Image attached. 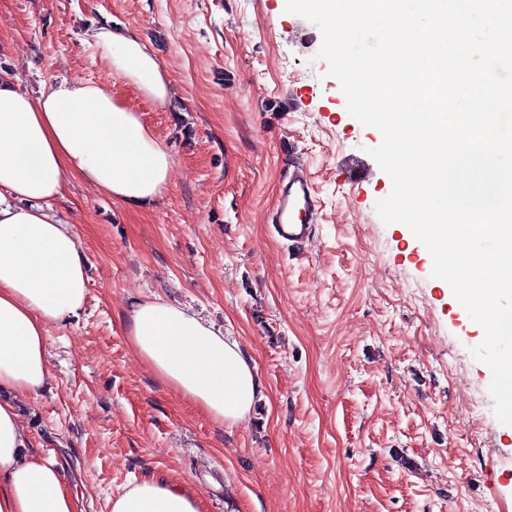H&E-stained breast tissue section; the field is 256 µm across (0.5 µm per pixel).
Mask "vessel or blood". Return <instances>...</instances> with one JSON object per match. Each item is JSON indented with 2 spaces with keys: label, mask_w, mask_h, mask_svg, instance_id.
Segmentation results:
<instances>
[{
  "label": "vessel or blood",
  "mask_w": 512,
  "mask_h": 512,
  "mask_svg": "<svg viewBox=\"0 0 512 512\" xmlns=\"http://www.w3.org/2000/svg\"><path fill=\"white\" fill-rule=\"evenodd\" d=\"M318 216L310 179L302 167H293L282 185L281 196L271 214V222L278 238L297 249H304L310 241L312 226Z\"/></svg>",
  "instance_id": "obj_1"
}]
</instances>
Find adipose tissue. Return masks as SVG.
Returning <instances> with one entry per match:
<instances>
[{
  "mask_svg": "<svg viewBox=\"0 0 512 512\" xmlns=\"http://www.w3.org/2000/svg\"><path fill=\"white\" fill-rule=\"evenodd\" d=\"M94 42L110 68L161 101V65L137 36L102 27ZM172 160L140 116L107 87L51 82L30 97L0 79V512H84V500L55 455L31 446L13 396L49 390V326L78 317L86 302L85 258L54 202L77 177L113 200L157 202ZM124 327L140 360L213 422L235 425L262 385L237 341L191 309L153 297L134 300ZM111 512H200L184 487L136 479Z\"/></svg>",
  "mask_w": 512,
  "mask_h": 512,
  "instance_id": "1",
  "label": "adipose tissue"
}]
</instances>
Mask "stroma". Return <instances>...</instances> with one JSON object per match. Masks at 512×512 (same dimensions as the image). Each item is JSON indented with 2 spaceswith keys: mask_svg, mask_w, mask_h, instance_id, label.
<instances>
[{
  "mask_svg": "<svg viewBox=\"0 0 512 512\" xmlns=\"http://www.w3.org/2000/svg\"><path fill=\"white\" fill-rule=\"evenodd\" d=\"M286 0H0V78L37 95L62 78L107 84L172 157L157 205L132 209L80 178L55 203L87 259L79 316L50 326L52 388L19 399L24 430L110 512L129 481L188 487L201 512H512V425L501 424L484 339L375 210L392 180L382 142L347 111L320 29ZM158 57L160 103L113 73L100 24ZM318 221L304 254L268 214L291 162ZM190 307L235 338L262 398L218 425L138 358L130 300ZM486 443L466 438L465 388Z\"/></svg>",
  "mask_w": 512,
  "mask_h": 512,
  "instance_id": "obj_1",
  "label": "stroma"
}]
</instances>
